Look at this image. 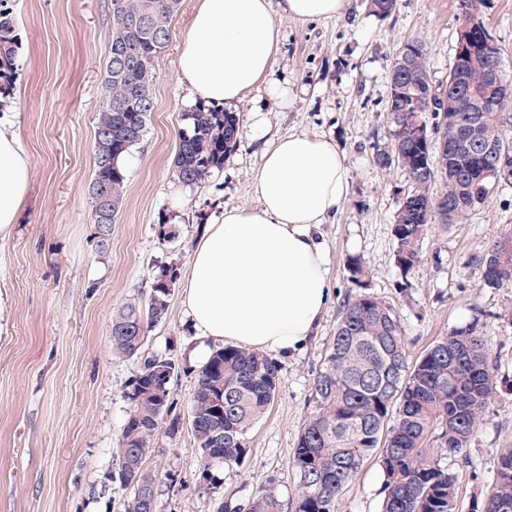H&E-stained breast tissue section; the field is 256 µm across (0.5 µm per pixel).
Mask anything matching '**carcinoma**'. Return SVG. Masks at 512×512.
Segmentation results:
<instances>
[{
  "mask_svg": "<svg viewBox=\"0 0 512 512\" xmlns=\"http://www.w3.org/2000/svg\"><path fill=\"white\" fill-rule=\"evenodd\" d=\"M369 12L386 17L397 0H365ZM485 0H466L460 23L474 27L476 39L488 33ZM181 0H111L112 37L95 125L92 210L101 212L100 248L106 249L112 224L124 205L127 174L122 160L143 140L154 108V61L168 46L169 23ZM16 21L0 10V92L13 89ZM501 64L498 46L470 53L459 63L472 82L458 112L431 106L433 90L413 85V75L430 77L425 46L410 42L389 72L387 112L391 146L376 154L378 165L405 171L411 189L394 216V258L408 273L422 261L421 244L436 224H457L484 204L496 179L490 149L509 148L512 168V79L498 112L483 101L501 90L479 79ZM437 122L430 126L429 114ZM175 174L186 185L205 183L224 165L238 140L234 112L200 104L183 115ZM441 182L444 191L432 186ZM483 287L512 288V231L501 233L474 257ZM348 278L366 286L368 272L356 258ZM177 268H162L146 303L128 302L112 314L111 350L141 360L127 385L130 412L113 449L117 476L133 485L128 512H156L160 480L146 464L151 444L165 424L173 401L170 385L179 365L163 354L147 355L149 328L166 316ZM491 340L475 326L455 331L430 346L411 365L400 316L385 301L363 293L348 302L322 368L312 386L313 409L298 436L291 465L298 475L295 512H335L336 499L375 451L383 475L382 512H459L457 478L446 461L462 457L494 396L488 356ZM280 366L252 349L221 345L198 371L191 398V431L200 451L201 474L213 480L218 466H239L247 457V433L272 404ZM512 508V451L501 456L483 512ZM218 512H281L274 485L245 503L223 501Z\"/></svg>",
  "mask_w": 512,
  "mask_h": 512,
  "instance_id": "carcinoma-1",
  "label": "carcinoma"
}]
</instances>
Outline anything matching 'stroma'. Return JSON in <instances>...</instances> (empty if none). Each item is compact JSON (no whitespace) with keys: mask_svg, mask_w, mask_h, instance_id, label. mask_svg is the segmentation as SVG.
Instances as JSON below:
<instances>
[{"mask_svg":"<svg viewBox=\"0 0 512 512\" xmlns=\"http://www.w3.org/2000/svg\"><path fill=\"white\" fill-rule=\"evenodd\" d=\"M196 5L181 0L168 46L154 62V109L143 140L124 160L126 201L103 251L91 222L90 182L111 2L0 0L17 20L11 110L31 164L14 233L0 240V512H127L134 489L115 479L112 450L130 411L124 391L139 363L112 355V310L146 301L163 267L186 272L201 229L224 209L257 205L251 182L264 141L247 101L236 108L240 136L223 168L203 184L183 186L180 199L169 195L186 95L177 58ZM459 15V0H397L384 18L351 0L341 18L281 20L275 77L288 100L267 99L266 131L330 137L350 167V196L321 228L334 293L317 336L299 353L279 357L281 383L247 434L245 462L217 467L206 482L189 422L202 366L191 353L213 345L198 343L181 287L172 286L168 313L145 344L180 367L171 383L178 425L155 437L148 459L158 475L174 478L161 484L157 512H216L219 502L246 500L271 482L282 512H294L297 477L289 460L312 409L313 380L346 304L359 293L346 271L352 256L369 272V292L400 316L411 359L473 323L490 336L494 400L466 457L448 462L460 512H481L499 459L512 448V288L483 287L472 258L512 230V187L496 188L467 221L434 227L422 262L404 274L394 264L392 229L409 182L375 159L376 146L390 143L393 59L405 42L424 43L433 85L447 88ZM483 15L512 77V0H485ZM381 484L378 459L370 457L338 497L336 512H382Z\"/></svg>","mask_w":512,"mask_h":512,"instance_id":"35a3bbf8","label":"stroma"}]
</instances>
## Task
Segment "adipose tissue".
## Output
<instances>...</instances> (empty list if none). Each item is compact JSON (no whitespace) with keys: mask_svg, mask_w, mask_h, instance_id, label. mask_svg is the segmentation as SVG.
<instances>
[{"mask_svg":"<svg viewBox=\"0 0 512 512\" xmlns=\"http://www.w3.org/2000/svg\"><path fill=\"white\" fill-rule=\"evenodd\" d=\"M350 0H198L180 46L186 107L234 108L277 90L278 16L306 23L345 14ZM30 160L10 114H0V238L11 236ZM259 206L225 209L205 225L182 285L200 338L287 355L315 335L332 294L322 224L350 194L347 157L331 138L294 133L262 152L251 183Z\"/></svg>","mask_w":512,"mask_h":512,"instance_id":"obj_1","label":"adipose tissue"}]
</instances>
